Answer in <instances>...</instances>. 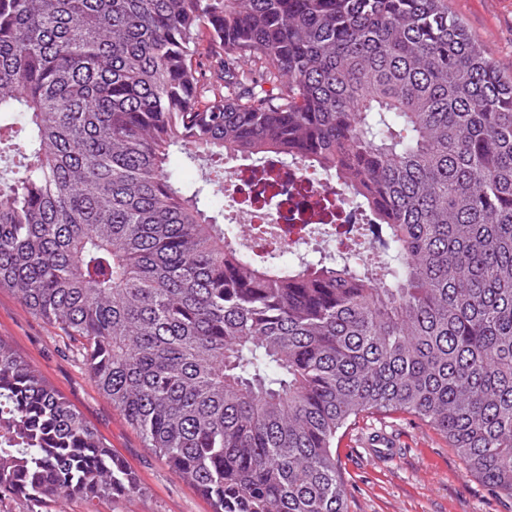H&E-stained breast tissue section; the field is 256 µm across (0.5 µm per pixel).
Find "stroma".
<instances>
[{"mask_svg":"<svg viewBox=\"0 0 512 512\" xmlns=\"http://www.w3.org/2000/svg\"><path fill=\"white\" fill-rule=\"evenodd\" d=\"M498 68L512 76V0H448ZM0 338L33 365L136 473L141 491L126 499L87 503L49 498L0 500V512H213L113 409L87 374L68 339L0 288ZM348 512H512V499L466 475L447 439L404 413L367 414L336 444Z\"/></svg>","mask_w":512,"mask_h":512,"instance_id":"1","label":"stroma"}]
</instances>
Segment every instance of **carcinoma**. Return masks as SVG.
Instances as JSON below:
<instances>
[{"label":"carcinoma","mask_w":512,"mask_h":512,"mask_svg":"<svg viewBox=\"0 0 512 512\" xmlns=\"http://www.w3.org/2000/svg\"><path fill=\"white\" fill-rule=\"evenodd\" d=\"M174 153L331 176L383 274L240 251ZM3 156L0 288L213 512H347L374 412L512 499V79L445 0H0ZM138 492L0 338V496Z\"/></svg>","instance_id":"cac0c4a2"}]
</instances>
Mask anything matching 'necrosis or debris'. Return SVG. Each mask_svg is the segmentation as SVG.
I'll return each mask as SVG.
<instances>
[{"label": "necrosis or debris", "instance_id": "obj_1", "mask_svg": "<svg viewBox=\"0 0 512 512\" xmlns=\"http://www.w3.org/2000/svg\"><path fill=\"white\" fill-rule=\"evenodd\" d=\"M228 186L242 206L246 238H262L278 243L283 250L298 251L300 235L287 230V216L292 205L303 211L302 221L325 242H334L335 224H364L365 213L343 206L342 192L333 181H309L295 170L284 171L279 166H258L230 161Z\"/></svg>", "mask_w": 512, "mask_h": 512}]
</instances>
